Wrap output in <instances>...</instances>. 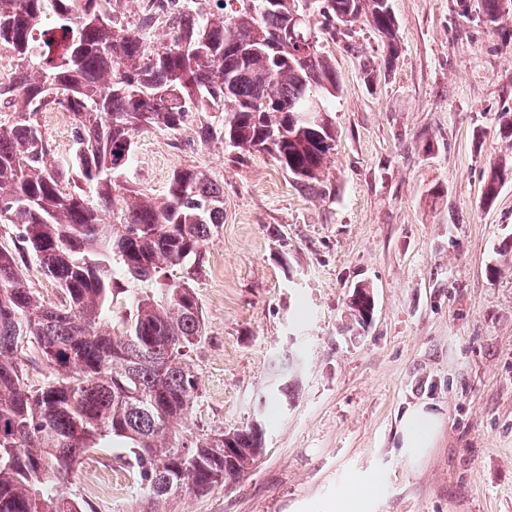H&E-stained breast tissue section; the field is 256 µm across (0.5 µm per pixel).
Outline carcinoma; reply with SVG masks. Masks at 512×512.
Wrapping results in <instances>:
<instances>
[{"mask_svg": "<svg viewBox=\"0 0 512 512\" xmlns=\"http://www.w3.org/2000/svg\"><path fill=\"white\" fill-rule=\"evenodd\" d=\"M114 0H0V49L16 64L0 87V512H90L68 492L78 458L110 448L149 504L191 486L207 491L241 476L264 447L263 425L224 434L180 431L200 396L189 352L205 338L194 276L208 241L224 224V187L194 168L177 169L163 199L139 200L115 227L112 184L133 167L135 136L177 134L203 113V144L228 143L235 159L271 155L298 186L314 190L335 149L329 112L341 92L320 37L345 40L361 55L352 28L365 18L387 47L365 82L398 59L392 0H219L222 13L180 0H144L131 25ZM487 25L512 14V0H457ZM324 18L321 31L311 13ZM66 112L73 152L56 156L37 116ZM512 168L494 170L483 190L492 201ZM38 264L62 292L47 302L28 287ZM154 282L135 308L110 325L122 278ZM354 321L373 318L374 298L357 285ZM47 371L29 382L25 362Z\"/></svg>", "mask_w": 512, "mask_h": 512, "instance_id": "carcinoma-1", "label": "carcinoma"}]
</instances>
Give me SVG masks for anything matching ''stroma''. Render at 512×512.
I'll list each match as a JSON object with an SVG mask.
<instances>
[{
  "mask_svg": "<svg viewBox=\"0 0 512 512\" xmlns=\"http://www.w3.org/2000/svg\"><path fill=\"white\" fill-rule=\"evenodd\" d=\"M398 60L376 83L383 45L357 23L360 56L321 40L342 92L324 187L290 183L256 152L230 160L194 129L135 138L130 179L163 198L172 172L224 185V222L194 282L207 333L191 353L201 395L189 426L216 433L263 421L247 476L165 512H340L375 475L370 512H512V181L493 204L489 172L512 164V41L456 0H393ZM367 284L372 324L347 330L346 300ZM442 416L413 464L397 425L411 404ZM94 512H139L109 449L83 455L69 486Z\"/></svg>",
  "mask_w": 512,
  "mask_h": 512,
  "instance_id": "stroma-1",
  "label": "stroma"
}]
</instances>
